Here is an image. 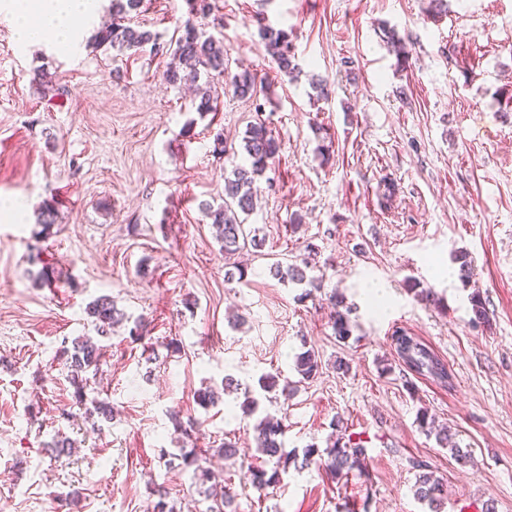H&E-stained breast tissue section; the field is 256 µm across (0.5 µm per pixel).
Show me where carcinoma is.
<instances>
[{
    "instance_id": "obj_1",
    "label": "carcinoma",
    "mask_w": 512,
    "mask_h": 512,
    "mask_svg": "<svg viewBox=\"0 0 512 512\" xmlns=\"http://www.w3.org/2000/svg\"><path fill=\"white\" fill-rule=\"evenodd\" d=\"M191 18L182 25L180 36L175 39V48L170 50L173 62L162 73L163 81L170 86L195 83L201 74L224 77V42L223 39L206 34L197 23V19L206 17L211 11L210 0H189ZM258 36L278 69L288 74L300 73L301 68L296 61L294 49L288 39V33L272 25L258 23ZM94 42L99 47L119 52L138 51L151 46L155 52L164 50L158 42V36L149 30L129 23H111L96 32ZM229 84L234 94L246 98L257 91L256 75L243 73L233 75ZM195 99L198 100L196 112L201 115L213 112L217 108V97L214 96L211 84L197 87ZM244 150L247 154L246 164L236 166L231 176L224 178V205L213 210L206 207L207 216L212 219L219 230V238L224 243V252L231 254L240 249L239 242L250 241L253 247L262 246V241L249 236L245 224L238 219L237 212L248 214L254 210L258 197V179L262 177L268 163L275 159L280 151V144L265 122L251 124L245 132ZM273 274L281 279L287 278L299 284H307L316 290L320 284L310 279L306 271L293 264L287 266L276 263ZM342 301L334 300L337 307L333 320V330L340 340L346 339L350 333L347 316L338 310ZM86 314L93 319L94 328L102 338L110 335L113 325L129 320V316L117 309L114 302L107 296H101L88 304ZM397 355L402 362L419 375L431 378L440 383L448 382V369L444 361L424 342L402 331L395 332L393 337ZM61 356L65 357L68 368V379L74 387L77 403L84 408L85 419L95 421L112 420V405L96 397H88L86 388L89 375H97L102 358V347L93 343L85 336H77L71 345L63 346ZM320 363L315 352L308 349L296 358V369L302 379L310 380L319 372ZM220 393L212 387H205L195 392L196 403L208 408L219 402ZM417 421L421 429L435 434L436 440L443 447L448 446V432L435 427L427 413L418 415ZM284 425L271 417H264L254 426V442L257 453L265 457L264 465L249 467L247 480L252 487L262 492L279 484L282 475L289 467L303 469L318 461L325 472L333 479H344L349 476L366 475V449L359 442L339 439L324 450L310 445L302 457L290 456L283 445ZM450 447V446H448ZM75 443L71 438L56 433L51 441L43 444V451L51 459L59 462L62 458L72 455ZM452 455L458 460H465L469 453L456 445L450 447ZM182 464L194 467L193 478L199 493L210 497L211 488L207 483L220 479L208 467L200 464V458L189 452L179 455ZM414 492L416 497L427 503L431 512H439L448 499V484L425 465H418Z\"/></svg>"
}]
</instances>
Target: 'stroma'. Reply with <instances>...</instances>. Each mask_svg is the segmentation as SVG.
Wrapping results in <instances>:
<instances>
[{"mask_svg":"<svg viewBox=\"0 0 512 512\" xmlns=\"http://www.w3.org/2000/svg\"><path fill=\"white\" fill-rule=\"evenodd\" d=\"M211 2L202 26L223 38L227 74L256 73L265 87L250 100L225 90L203 117L193 93L164 83L170 55L26 47L0 10V202L26 207L19 221L0 212V512H154L156 483L177 512H206L192 470L167 466L165 453L253 447L266 416L282 420L293 455L345 430L363 442L368 475L292 469L262 496L241 458L212 457L237 512H429L413 491L421 463L448 484L443 512L490 502L512 512V0H449L439 16L430 0ZM188 13L187 0H143L130 18L166 44ZM259 14L290 33L298 76L278 72ZM386 27L404 37L407 67ZM40 69L57 76L44 95ZM259 118L281 142L274 185L245 218L264 245L228 255L204 208L222 205ZM219 134L229 153H215ZM387 182L396 193L385 204ZM46 200L56 210L47 233L36 222ZM278 261L307 263L321 290L274 277ZM45 266L48 286L35 281ZM233 266L244 279H225ZM475 295L488 322L473 321ZM101 296L145 318L148 333L132 341L123 322L105 340L96 390L113 419L95 427L62 416L74 389L58 350L93 335L85 308ZM335 296L352 324L345 340L332 327ZM398 330L429 345L452 384L409 370ZM307 348L321 367L302 382L294 361ZM275 373L297 382L292 396L259 388ZM227 376L240 391L200 408L195 392ZM246 388L259 402L251 416ZM174 410L198 429L175 431ZM423 411L468 461L420 428ZM59 431L76 443L61 463L42 450Z\"/></svg>","mask_w":512,"mask_h":512,"instance_id":"stroma-1","label":"stroma"}]
</instances>
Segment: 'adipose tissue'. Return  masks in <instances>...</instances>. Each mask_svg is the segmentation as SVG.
<instances>
[{"label":"adipose tissue","instance_id":"adipose-tissue-1","mask_svg":"<svg viewBox=\"0 0 512 512\" xmlns=\"http://www.w3.org/2000/svg\"><path fill=\"white\" fill-rule=\"evenodd\" d=\"M4 7L22 45L49 43L62 51L74 49L96 11L95 0H6Z\"/></svg>","mask_w":512,"mask_h":512}]
</instances>
